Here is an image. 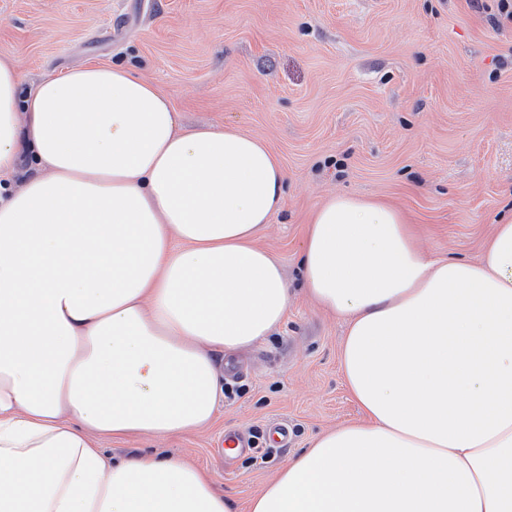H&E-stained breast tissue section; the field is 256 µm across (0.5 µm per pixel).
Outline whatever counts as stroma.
<instances>
[{"instance_id":"obj_1","label":"stroma","mask_w":512,"mask_h":512,"mask_svg":"<svg viewBox=\"0 0 512 512\" xmlns=\"http://www.w3.org/2000/svg\"><path fill=\"white\" fill-rule=\"evenodd\" d=\"M0 54L24 87L122 62L173 101L184 128L237 127L286 175L260 237L292 293L285 322L239 350L217 419L183 434L97 438L108 457L188 461L246 505L320 433L361 413L339 367L342 319L309 299L305 222L333 194L378 196L425 251L477 260L512 217V20L495 0H0ZM287 423V447L225 464V433Z\"/></svg>"}]
</instances>
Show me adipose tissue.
I'll use <instances>...</instances> for the list:
<instances>
[{
	"label": "adipose tissue",
	"mask_w": 512,
	"mask_h": 512,
	"mask_svg": "<svg viewBox=\"0 0 512 512\" xmlns=\"http://www.w3.org/2000/svg\"><path fill=\"white\" fill-rule=\"evenodd\" d=\"M0 54V512H237L209 474L93 437L211 423L218 355L267 339L291 293L256 240L285 173L257 136L184 130L123 64L22 90ZM305 287L342 318L360 421L324 432L250 512H512V221L478 262L435 258L368 196L320 204Z\"/></svg>",
	"instance_id": "1"
}]
</instances>
